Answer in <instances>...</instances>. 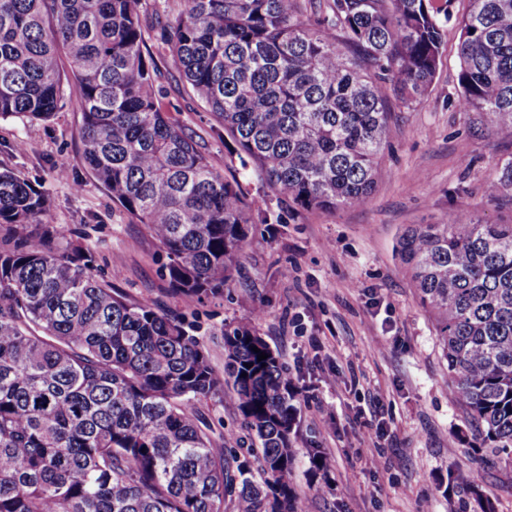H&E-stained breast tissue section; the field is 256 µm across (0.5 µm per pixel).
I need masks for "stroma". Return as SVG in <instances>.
I'll return each instance as SVG.
<instances>
[{
    "label": "stroma",
    "instance_id": "obj_1",
    "mask_svg": "<svg viewBox=\"0 0 512 512\" xmlns=\"http://www.w3.org/2000/svg\"><path fill=\"white\" fill-rule=\"evenodd\" d=\"M469 9L470 0H453L447 50L428 94L392 105L376 188L363 207H278L256 170L230 161L223 127L190 89L164 79L173 117L203 138L212 164L281 216L253 225L230 287L200 300L170 291L159 243L87 167L73 87L64 86L49 122L0 120V168L50 194L44 223L87 249L98 279L127 300L182 319L216 374L224 372L225 324L254 322L296 392L294 488L307 512H512V460L474 447L435 323L396 256L410 224H438L458 211L512 222V204L485 192L512 157V130L457 107V21ZM200 409L217 443L250 458L252 440L230 394ZM313 448L330 459L327 472L314 473ZM369 456L377 467L366 465Z\"/></svg>",
    "mask_w": 512,
    "mask_h": 512
}]
</instances>
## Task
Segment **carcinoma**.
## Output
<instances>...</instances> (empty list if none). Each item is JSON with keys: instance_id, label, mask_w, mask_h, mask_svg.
Segmentation results:
<instances>
[{"instance_id": "obj_1", "label": "carcinoma", "mask_w": 512, "mask_h": 512, "mask_svg": "<svg viewBox=\"0 0 512 512\" xmlns=\"http://www.w3.org/2000/svg\"><path fill=\"white\" fill-rule=\"evenodd\" d=\"M459 22L457 105L512 129V0H470ZM451 0H0V119H52L65 55L84 161L147 227L172 292L222 293L251 226L249 191L172 120L146 46L224 126L242 168L290 207L366 205L388 138L389 93L424 98ZM512 191V159L485 186ZM47 192L0 171V512H306L293 488L295 393L245 323L224 326V378L176 316L99 281ZM397 255L429 312L450 390L479 441L512 454V223L456 213L409 224ZM268 354L258 361L253 348ZM231 386L260 477L219 448L198 404ZM237 465H232V462Z\"/></svg>"}]
</instances>
